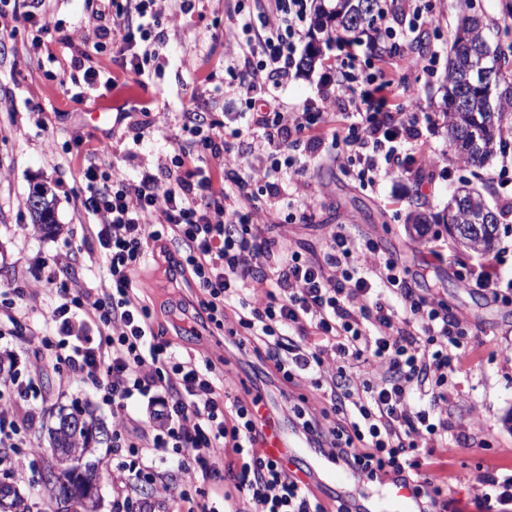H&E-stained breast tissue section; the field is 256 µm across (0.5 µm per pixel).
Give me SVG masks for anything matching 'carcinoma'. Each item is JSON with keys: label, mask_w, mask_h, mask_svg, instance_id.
<instances>
[{"label": "carcinoma", "mask_w": 512, "mask_h": 512, "mask_svg": "<svg viewBox=\"0 0 512 512\" xmlns=\"http://www.w3.org/2000/svg\"><path fill=\"white\" fill-rule=\"evenodd\" d=\"M312 30L325 35V42L351 43L363 34L375 39L381 0H313ZM460 16L448 49V73L444 100L448 105V140L458 158L467 166L481 168L497 156L512 152V26L496 28L490 37V25L470 13V0H460ZM56 202L41 211H30L33 223L46 233L59 229L55 217ZM512 214L510 206H491L484 194L463 182L448 198V213L442 216L448 233L462 247H479L488 253L494 247L499 224ZM72 413L59 412L57 424L50 429V454L59 448L71 458V466L58 474L52 490L72 501V512H83L80 472L95 467L89 460L91 448L100 444L93 430L104 423L86 413L83 427L67 426Z\"/></svg>", "instance_id": "cac0c4a2"}]
</instances>
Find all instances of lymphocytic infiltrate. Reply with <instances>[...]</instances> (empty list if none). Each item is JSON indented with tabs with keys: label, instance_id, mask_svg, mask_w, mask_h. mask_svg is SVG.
I'll return each instance as SVG.
<instances>
[{
	"label": "lymphocytic infiltrate",
	"instance_id": "lymphocytic-infiltrate-1",
	"mask_svg": "<svg viewBox=\"0 0 512 512\" xmlns=\"http://www.w3.org/2000/svg\"><path fill=\"white\" fill-rule=\"evenodd\" d=\"M22 2L20 13L0 9V32L26 23L36 28L32 47L40 49L50 29L45 0ZM383 2L380 35L396 57L410 34L421 31L431 0ZM183 8L184 0H137V28L115 10L111 25L98 29L94 48L116 45L128 53L130 71L143 73L137 44ZM307 17L308 0H265L254 39L225 45L231 79L224 95L240 106L239 128L226 135L199 115L190 138L175 149L173 165H147L109 182L97 164L83 167L82 204L96 218L107 268L100 287L76 280L56 285L55 258L45 262V274L12 289L23 299L35 284L55 285L57 299L41 313L46 330L58 338L52 358L102 391L113 415L123 416L134 398L146 400L153 415L137 426L135 439L112 436L120 483L112 512H154L137 483L151 482L157 493H168L173 467L186 512H220L224 494L210 481L227 450L238 465L223 475L254 512H328L307 486L260 453L256 400L248 394L225 397L210 360L178 353L155 332L132 281L153 244H179L178 253L167 257L170 277L199 288L211 323L221 324L225 310L233 309L263 363L286 383L309 380L329 400L332 424L306 420L302 426L329 443L344 465L362 467L372 481L389 473L403 477L428 465L448 435V421L436 408L467 352L462 318L442 301L417 293L414 274L372 238L356 240L337 229L316 258L278 245L259 225L270 211L291 224L312 220L313 202L297 190L307 172L301 152L324 150L370 190L396 172L419 177L432 162L417 144L433 116L408 109V86L380 74L368 54L351 50L326 63L341 79L321 106L299 112L283 105L280 90L296 65ZM331 111L339 112L341 127L326 146L317 131ZM244 133L252 137L248 157L236 145ZM357 252L362 262H353ZM257 277L268 283L261 305L249 298L248 282ZM329 362L335 365L330 374ZM364 365L375 366V375L357 377L356 367ZM32 391L18 375L0 377L1 448L15 447Z\"/></svg>",
	"mask_w": 512,
	"mask_h": 512
}]
</instances>
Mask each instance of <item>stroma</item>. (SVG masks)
Wrapping results in <instances>:
<instances>
[{
    "mask_svg": "<svg viewBox=\"0 0 512 512\" xmlns=\"http://www.w3.org/2000/svg\"><path fill=\"white\" fill-rule=\"evenodd\" d=\"M46 8L50 19H63L65 25L44 34V51H33V33L20 24L0 52V313L7 316L0 322V367L21 373L35 387L28 401L33 418L25 442L15 450L25 460L24 470L9 475L0 469V482L18 490L32 512H52L54 505L40 475L50 447L47 428L59 406L93 410L112 432L134 427L147 420L148 413L145 404L135 400L124 417H115L89 380L67 366L48 363L45 347L56 339L44 334V297L20 301L10 289L32 279L44 258L70 250L77 252L78 260L69 275L88 287L99 286L106 269L90 230L94 218L80 203V168L89 163L92 149L103 144L109 148L105 164H117L127 173L168 159L187 139L186 115L193 111L208 113L225 130L235 128L238 106L224 96V84L231 78L224 67V39L256 21L251 0H196L187 16L162 19L161 39L153 44L145 72L138 76L123 73L116 48L101 53L93 48V32L102 23V0H47ZM458 15L457 0H433L426 25L430 47L437 52L431 71L391 72L409 86L413 111L436 116L435 124L423 132L435 161L421 182L391 176L371 192L359 188L336 164L317 161L302 188L314 199L312 223L286 224L273 214L265 217L264 231L269 238L319 256L336 225L342 224L351 235L373 238L383 253L411 270L430 268L433 294L466 320L471 336L448 399L438 406L451 423L447 446L435 451L450 486L446 510L500 512V505L487 504L485 495L488 477L512 475V356L506 354L512 349V301L495 298L488 288L463 287L460 272L474 269L481 256L457 245L446 225L434 218L464 179L489 187L488 202L502 204L499 175L504 170L512 173V156L475 169L460 163L448 143L443 84ZM75 56L112 70L117 87L97 97L68 99L60 82L69 79ZM323 83L322 67L298 70L283 85L281 97L286 106L300 109L318 101ZM39 184L56 196L59 230L53 234L32 230L26 200ZM416 213L429 218L428 235L417 233L411 221ZM134 287L149 306L156 330L178 351L211 360L226 394L261 387L273 405L286 409L300 404L307 418L318 421L329 414V401L306 380L287 385L261 373L254 341L242 342L234 335L233 311H225L223 328L201 323L196 335L177 334L175 313L199 306L203 295L195 288L172 286L162 256L150 253L134 275Z\"/></svg>",
    "mask_w": 512,
    "mask_h": 512,
    "instance_id": "1",
    "label": "stroma"
}]
</instances>
